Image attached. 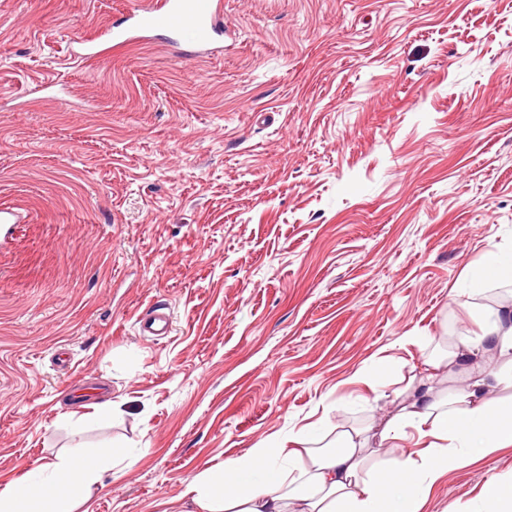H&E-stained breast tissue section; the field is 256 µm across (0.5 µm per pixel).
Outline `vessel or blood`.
<instances>
[{
  "instance_id": "1",
  "label": "vessel or blood",
  "mask_w": 512,
  "mask_h": 512,
  "mask_svg": "<svg viewBox=\"0 0 512 512\" xmlns=\"http://www.w3.org/2000/svg\"><path fill=\"white\" fill-rule=\"evenodd\" d=\"M187 28L196 33L192 54H211L224 36L222 0H145L141 7L113 22L108 40L118 47L155 31L174 39Z\"/></svg>"
}]
</instances>
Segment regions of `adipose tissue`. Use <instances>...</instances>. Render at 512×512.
Wrapping results in <instances>:
<instances>
[{"label": "adipose tissue", "instance_id": "ef3b65f1", "mask_svg": "<svg viewBox=\"0 0 512 512\" xmlns=\"http://www.w3.org/2000/svg\"><path fill=\"white\" fill-rule=\"evenodd\" d=\"M506 279L512 256L487 251L469 290L480 331L413 366L385 415L259 441L184 479L191 512H417L445 473L512 446V301H489L485 288ZM410 439L416 451L378 463V449ZM120 463L96 448L70 449L0 488V512H76Z\"/></svg>", "mask_w": 512, "mask_h": 512}]
</instances>
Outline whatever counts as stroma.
Here are the masks:
<instances>
[{"label":"stroma","mask_w":512,"mask_h":512,"mask_svg":"<svg viewBox=\"0 0 512 512\" xmlns=\"http://www.w3.org/2000/svg\"><path fill=\"white\" fill-rule=\"evenodd\" d=\"M142 0H0V486L124 450L77 512L388 411L512 248V0H224V49L88 58ZM165 304L166 336L137 319ZM119 413L87 425L94 406ZM512 447L423 512H475Z\"/></svg>","instance_id":"1"}]
</instances>
